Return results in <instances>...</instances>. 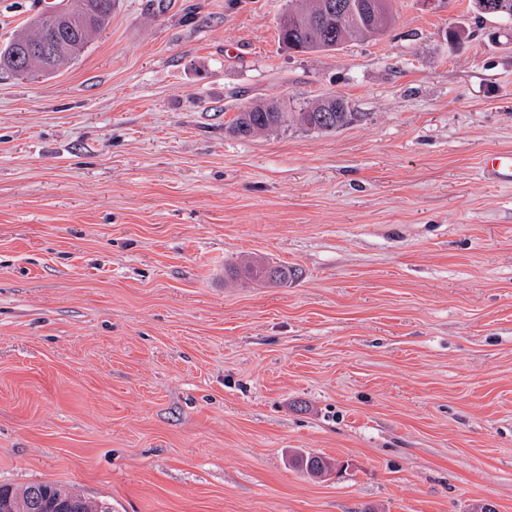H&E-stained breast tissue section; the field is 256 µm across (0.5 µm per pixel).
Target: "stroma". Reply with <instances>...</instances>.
<instances>
[{"mask_svg": "<svg viewBox=\"0 0 512 512\" xmlns=\"http://www.w3.org/2000/svg\"><path fill=\"white\" fill-rule=\"evenodd\" d=\"M287 8L116 0L56 74L0 73V484L112 512H512V184L482 171L512 153V29L394 0L384 35L301 54ZM329 94L358 121L230 130ZM233 271L235 274L241 273L259 285L284 283L297 276L296 270L288 268V266L270 263H247L239 268H234ZM293 468L311 477H318L332 467L330 461L313 454H300L290 460Z\"/></svg>", "mask_w": 512, "mask_h": 512, "instance_id": "35a3bbf8", "label": "stroma"}]
</instances>
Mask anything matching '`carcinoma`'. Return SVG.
Wrapping results in <instances>:
<instances>
[{"instance_id":"carcinoma-1","label":"carcinoma","mask_w":512,"mask_h":512,"mask_svg":"<svg viewBox=\"0 0 512 512\" xmlns=\"http://www.w3.org/2000/svg\"><path fill=\"white\" fill-rule=\"evenodd\" d=\"M75 12L79 20L71 27L64 38V45L58 47L47 57L39 56L42 72L51 73L62 65L74 61L93 41L96 34L103 30L112 18L114 0H74ZM295 6L288 10V17L279 20V36L282 43L295 52H326L338 51L347 43L375 35L367 22L362 24L337 22L336 15H331L323 26L330 35L318 37L319 29L313 28L305 21L297 18V14L309 6L310 0H292ZM56 33L51 29L31 32V25L16 31L12 38L0 47V72L15 74L16 57L21 55V46L25 43L38 44L44 41H55ZM326 101L309 103L301 106L297 112H289L279 102L270 100L250 105L238 113L233 120L232 132L240 137H252L262 132L276 130L290 122H295L308 129L321 133L336 131L357 120V113L342 108L333 113L328 123L319 120L321 110ZM234 273L242 274L249 280L259 284L284 283L297 276L296 270L285 265L247 263L234 269ZM293 468L311 477H318L332 467L330 461L313 454H300L290 460ZM38 491L45 496L49 493L63 495L67 499V507L62 512H105L107 504L92 501L77 491L58 483H35L22 489L9 485H0V497L10 501L12 512H40L39 501L33 492Z\"/></svg>"}]
</instances>
